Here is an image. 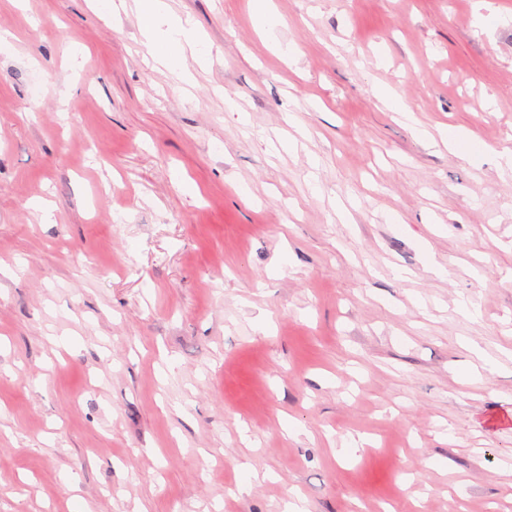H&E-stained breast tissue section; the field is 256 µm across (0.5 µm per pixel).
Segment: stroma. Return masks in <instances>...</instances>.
Here are the masks:
<instances>
[{"label": "stroma", "instance_id": "1", "mask_svg": "<svg viewBox=\"0 0 512 512\" xmlns=\"http://www.w3.org/2000/svg\"><path fill=\"white\" fill-rule=\"evenodd\" d=\"M124 3L0 0V512H512V0ZM139 12L142 34L157 62L178 66L189 50L200 67L209 63L210 52L199 40L193 20L175 15L167 0H142Z\"/></svg>", "mask_w": 512, "mask_h": 512}]
</instances>
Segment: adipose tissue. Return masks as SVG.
<instances>
[{
    "instance_id": "ef3b65f1",
    "label": "adipose tissue",
    "mask_w": 512,
    "mask_h": 512,
    "mask_svg": "<svg viewBox=\"0 0 512 512\" xmlns=\"http://www.w3.org/2000/svg\"><path fill=\"white\" fill-rule=\"evenodd\" d=\"M139 12L142 34L157 62L176 66L190 57L202 67L209 63L210 52L199 40L193 20L175 15L167 0H141Z\"/></svg>"
}]
</instances>
